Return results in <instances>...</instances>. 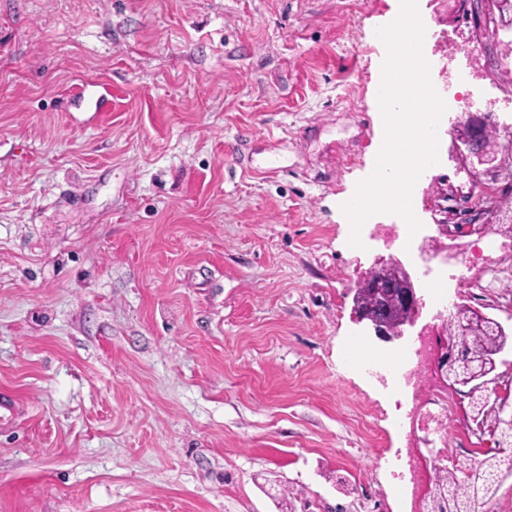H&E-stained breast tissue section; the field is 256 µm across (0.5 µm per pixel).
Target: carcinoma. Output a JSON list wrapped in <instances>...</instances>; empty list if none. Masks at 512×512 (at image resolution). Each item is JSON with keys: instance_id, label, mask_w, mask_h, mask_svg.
Wrapping results in <instances>:
<instances>
[{"instance_id": "obj_1", "label": "carcinoma", "mask_w": 512, "mask_h": 512, "mask_svg": "<svg viewBox=\"0 0 512 512\" xmlns=\"http://www.w3.org/2000/svg\"><path fill=\"white\" fill-rule=\"evenodd\" d=\"M465 335L469 358L461 366L473 365L479 376H470V382H485L482 372H494L493 359L507 343L491 320L479 319L476 310L464 305L457 309L448 322V337ZM471 417L475 431L493 435L499 452L483 459L470 458L453 461L439 470L434 485L436 496L431 512H484L485 504L494 496L500 481L512 475V428L499 424L494 400L487 394L472 403Z\"/></svg>"}]
</instances>
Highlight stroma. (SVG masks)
<instances>
[{"mask_svg":"<svg viewBox=\"0 0 512 512\" xmlns=\"http://www.w3.org/2000/svg\"><path fill=\"white\" fill-rule=\"evenodd\" d=\"M396 0H0V512H410L399 428L418 395L349 362L354 295L383 240L349 243L342 209L373 163V100ZM427 26L475 41L469 114L512 160V59L457 0ZM415 186L436 235L437 181L480 213L451 155ZM448 274V300L512 327V250ZM457 412L437 467L474 456Z\"/></svg>","mask_w":512,"mask_h":512,"instance_id":"obj_1","label":"stroma"}]
</instances>
